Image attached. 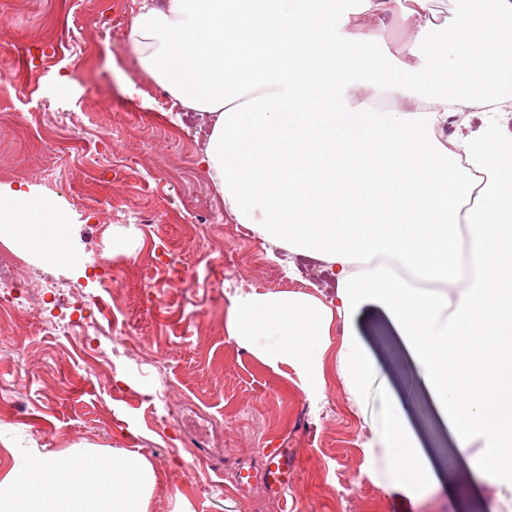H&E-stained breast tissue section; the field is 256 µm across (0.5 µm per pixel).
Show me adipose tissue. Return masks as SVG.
I'll list each match as a JSON object with an SVG mask.
<instances>
[{"label":"adipose tissue","instance_id":"ef3b65f1","mask_svg":"<svg viewBox=\"0 0 512 512\" xmlns=\"http://www.w3.org/2000/svg\"><path fill=\"white\" fill-rule=\"evenodd\" d=\"M145 0L126 32L142 69L210 123L201 156L224 210L268 242L332 269L336 297L237 292L228 336L309 395L335 317L350 392L376 372L364 337L383 327L428 407L496 501L512 499V0ZM398 19L400 41L373 52ZM391 94L399 107L376 111ZM488 121L471 129L468 114ZM0 242L61 262L70 224L52 201L0 187ZM373 443L390 483L436 479L399 402ZM143 455L36 449L0 475V512H148Z\"/></svg>","mask_w":512,"mask_h":512}]
</instances>
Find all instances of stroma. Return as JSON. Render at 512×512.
<instances>
[{
  "mask_svg": "<svg viewBox=\"0 0 512 512\" xmlns=\"http://www.w3.org/2000/svg\"><path fill=\"white\" fill-rule=\"evenodd\" d=\"M141 4L0 0V185L63 208L69 263L29 266L78 289L67 312L47 298L0 315V472L14 448H115L151 462L149 512H512L462 481L454 438L426 411L415 369L388 355L383 329L365 339L377 374L352 394L337 368L343 325L333 324L319 399L291 367L227 336L236 289L327 301L336 280L225 212L200 163L208 125L173 106L126 40ZM107 271L118 295L94 331L104 360L51 324L92 315ZM116 328L130 344L118 357ZM393 393L438 476L428 510L384 479L386 451L368 445ZM270 447L297 456L293 485L237 493L238 466H260Z\"/></svg>",
  "mask_w": 512,
  "mask_h": 512,
  "instance_id": "35a3bbf8",
  "label": "stroma"
}]
</instances>
